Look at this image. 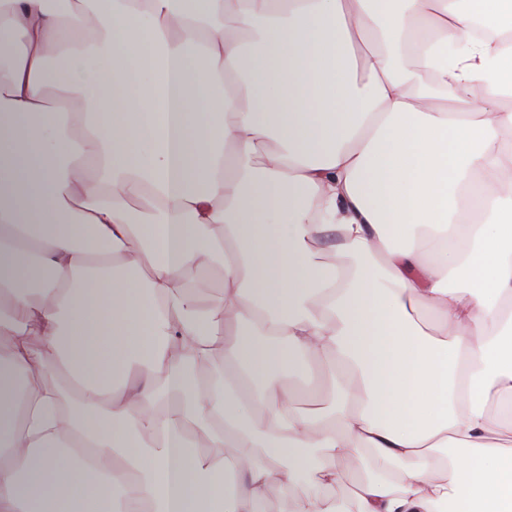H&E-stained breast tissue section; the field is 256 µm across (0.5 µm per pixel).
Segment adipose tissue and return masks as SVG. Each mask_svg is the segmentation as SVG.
Returning a JSON list of instances; mask_svg holds the SVG:
<instances>
[{"instance_id":"ef3b65f1","label":"adipose tissue","mask_w":512,"mask_h":512,"mask_svg":"<svg viewBox=\"0 0 512 512\" xmlns=\"http://www.w3.org/2000/svg\"><path fill=\"white\" fill-rule=\"evenodd\" d=\"M369 468L356 512H512V0H0V512ZM323 361L312 360L306 366L305 375L295 380L294 402L302 410H310L327 399L323 386L325 384V372Z\"/></svg>"}]
</instances>
